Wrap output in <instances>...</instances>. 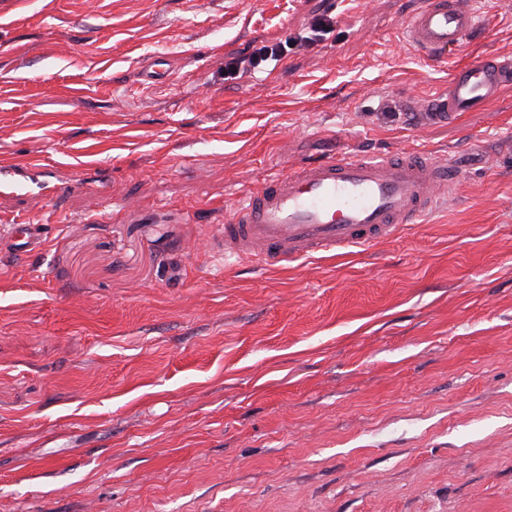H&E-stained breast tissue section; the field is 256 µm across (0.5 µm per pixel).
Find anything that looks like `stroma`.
Instances as JSON below:
<instances>
[{"label": "stroma", "instance_id": "stroma-1", "mask_svg": "<svg viewBox=\"0 0 512 512\" xmlns=\"http://www.w3.org/2000/svg\"><path fill=\"white\" fill-rule=\"evenodd\" d=\"M417 2L31 0L0 24V220L39 234L0 233V512H512V88L425 119L459 63L512 55V6L478 0L427 62ZM395 150L460 170L395 238L285 269L212 252L267 177ZM334 25L335 22L332 17L328 15L317 16L307 28L298 33L294 41L308 45L315 44L332 33ZM288 40L265 42L252 47L245 56L233 58L224 65V79H236L244 72L273 71L288 52Z\"/></svg>", "mask_w": 512, "mask_h": 512}]
</instances>
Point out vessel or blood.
Wrapping results in <instances>:
<instances>
[{"mask_svg": "<svg viewBox=\"0 0 512 512\" xmlns=\"http://www.w3.org/2000/svg\"><path fill=\"white\" fill-rule=\"evenodd\" d=\"M479 16L473 0H422L404 27L424 59L463 44ZM512 87V57L486 54L457 67L433 100L444 122L484 109ZM447 161L426 153L344 154L299 164L244 194L214 250L267 267L395 237L454 190Z\"/></svg>", "mask_w": 512, "mask_h": 512, "instance_id": "vessel-or-blood-1", "label": "vessel or blood"}]
</instances>
